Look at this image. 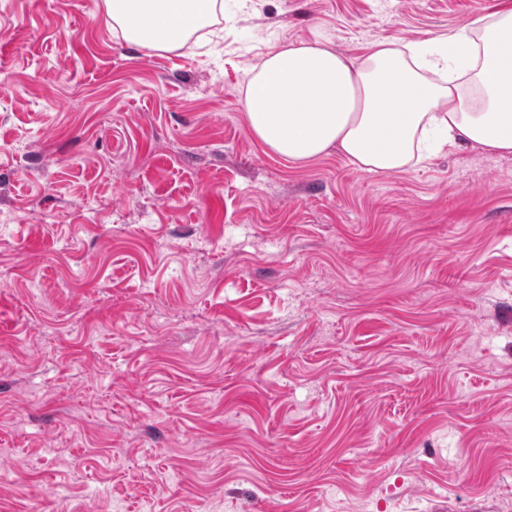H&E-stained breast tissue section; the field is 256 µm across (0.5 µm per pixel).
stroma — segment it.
I'll use <instances>...</instances> for the list:
<instances>
[{
  "mask_svg": "<svg viewBox=\"0 0 512 512\" xmlns=\"http://www.w3.org/2000/svg\"><path fill=\"white\" fill-rule=\"evenodd\" d=\"M509 7L224 0L171 55L0 0V512H512V155L291 164L241 94Z\"/></svg>",
  "mask_w": 512,
  "mask_h": 512,
  "instance_id": "35a3bbf8",
  "label": "stroma"
}]
</instances>
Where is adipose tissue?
Here are the masks:
<instances>
[{
	"mask_svg": "<svg viewBox=\"0 0 512 512\" xmlns=\"http://www.w3.org/2000/svg\"><path fill=\"white\" fill-rule=\"evenodd\" d=\"M123 39L180 52L212 26L217 0H105ZM246 123L270 153L302 164L337 150L369 173H401L471 145L512 155V9L475 16L442 41L289 43L251 69Z\"/></svg>",
	"mask_w": 512,
	"mask_h": 512,
	"instance_id": "obj_1",
	"label": "adipose tissue"
}]
</instances>
